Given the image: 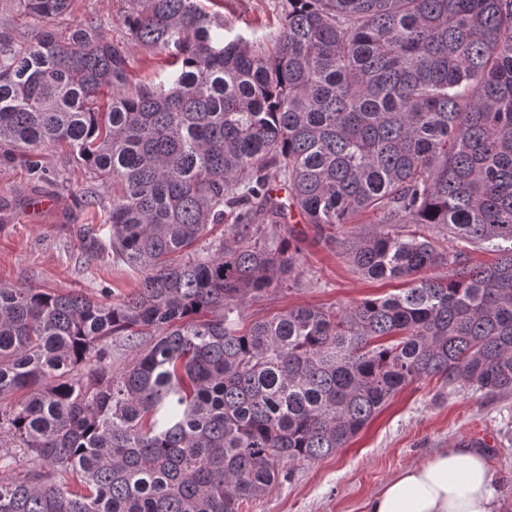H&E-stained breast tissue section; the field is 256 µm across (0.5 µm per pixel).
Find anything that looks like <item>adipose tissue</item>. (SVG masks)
Listing matches in <instances>:
<instances>
[{
	"label": "adipose tissue",
	"instance_id": "adipose-tissue-1",
	"mask_svg": "<svg viewBox=\"0 0 512 512\" xmlns=\"http://www.w3.org/2000/svg\"><path fill=\"white\" fill-rule=\"evenodd\" d=\"M493 474L482 454L463 448L441 452L390 479L368 512H496Z\"/></svg>",
	"mask_w": 512,
	"mask_h": 512
}]
</instances>
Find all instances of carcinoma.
<instances>
[{
  "instance_id": "carcinoma-1",
  "label": "carcinoma",
  "mask_w": 512,
  "mask_h": 512,
  "mask_svg": "<svg viewBox=\"0 0 512 512\" xmlns=\"http://www.w3.org/2000/svg\"><path fill=\"white\" fill-rule=\"evenodd\" d=\"M16 2L38 26L0 25V165L45 180L67 146L139 279L109 302L0 282V512H243L409 384L512 391V0H284L267 48L197 0H125L123 41ZM129 42L171 76L131 84ZM294 208L408 287L244 324L298 285Z\"/></svg>"
}]
</instances>
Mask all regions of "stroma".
<instances>
[{"mask_svg":"<svg viewBox=\"0 0 512 512\" xmlns=\"http://www.w3.org/2000/svg\"><path fill=\"white\" fill-rule=\"evenodd\" d=\"M223 16L226 36L259 43L275 29L282 0H199ZM117 0H74L68 24L96 17L112 39L124 36ZM45 181L24 168L0 167V281L17 287L107 290L118 299L137 276L112 255L100 216L112 202L111 188L93 187L65 147L41 154ZM301 282L297 290L246 305L252 320L287 307H347L367 296L398 292L400 281L362 277L339 248L305 226ZM451 445L482 452L493 473L500 512L512 504V392L488 394L444 387L433 378L397 393L385 409L335 454L291 465L276 484L245 512H367L368 502L402 469L429 460Z\"/></svg>","mask_w":512,"mask_h":512,"instance_id":"obj_1","label":"stroma"}]
</instances>
